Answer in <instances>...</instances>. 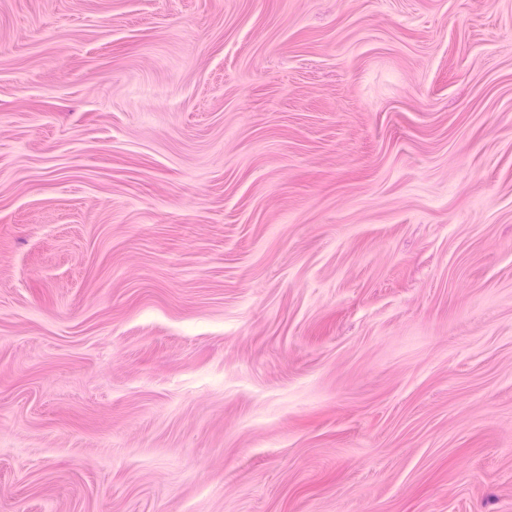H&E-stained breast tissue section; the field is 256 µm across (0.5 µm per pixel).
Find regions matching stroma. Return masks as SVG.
<instances>
[{"mask_svg": "<svg viewBox=\"0 0 512 512\" xmlns=\"http://www.w3.org/2000/svg\"><path fill=\"white\" fill-rule=\"evenodd\" d=\"M0 512H512V0H0Z\"/></svg>", "mask_w": 512, "mask_h": 512, "instance_id": "stroma-1", "label": "stroma"}]
</instances>
